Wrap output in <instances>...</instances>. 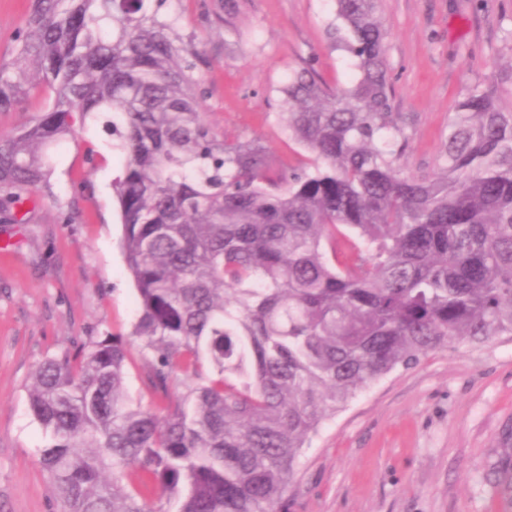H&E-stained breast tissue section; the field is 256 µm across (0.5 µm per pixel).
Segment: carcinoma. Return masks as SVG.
<instances>
[{"mask_svg": "<svg viewBox=\"0 0 512 512\" xmlns=\"http://www.w3.org/2000/svg\"><path fill=\"white\" fill-rule=\"evenodd\" d=\"M172 2L33 0L0 70V112L25 83L51 98L0 139V212L48 184L77 125L101 126L121 161L153 404L109 335L37 366L29 408L61 512H280L310 436L367 384L512 336V112L472 91L437 173L406 172L377 0H336L359 77L288 75L279 121L310 157L286 167L203 121L201 55Z\"/></svg>", "mask_w": 512, "mask_h": 512, "instance_id": "cac0c4a2", "label": "carcinoma"}]
</instances>
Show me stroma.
Instances as JSON below:
<instances>
[{"instance_id": "35a3bbf8", "label": "stroma", "mask_w": 512, "mask_h": 512, "mask_svg": "<svg viewBox=\"0 0 512 512\" xmlns=\"http://www.w3.org/2000/svg\"><path fill=\"white\" fill-rule=\"evenodd\" d=\"M33 0H0V69ZM180 33L205 58L204 121L255 139L288 165L308 159L278 113L291 71L331 85L356 71L337 48L335 0H177ZM388 32L392 110L409 135L405 164L437 170L458 101L491 92L512 111V0H378ZM47 187L0 221V512H59L41 470L45 434L29 410L35 366L110 334L128 337L137 294L120 247L117 154L97 127L53 155ZM512 469V336L428 353L369 384L305 448L282 512H512L495 481Z\"/></svg>"}]
</instances>
